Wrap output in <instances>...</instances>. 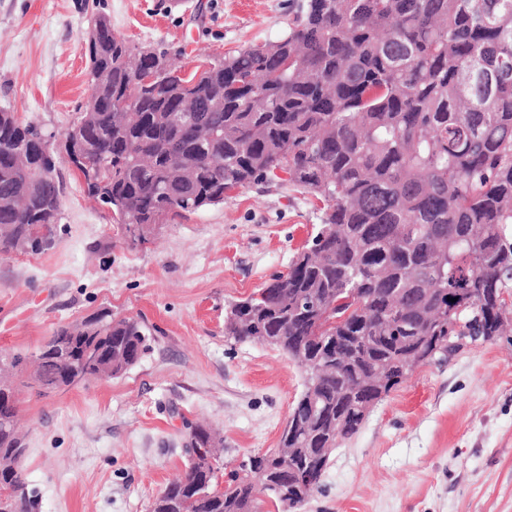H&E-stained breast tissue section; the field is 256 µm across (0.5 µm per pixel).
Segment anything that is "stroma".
<instances>
[{
  "instance_id": "stroma-1",
  "label": "stroma",
  "mask_w": 512,
  "mask_h": 512,
  "mask_svg": "<svg viewBox=\"0 0 512 512\" xmlns=\"http://www.w3.org/2000/svg\"><path fill=\"white\" fill-rule=\"evenodd\" d=\"M294 0H0V109L53 137L63 183L50 246L0 253V356L35 354L60 326L141 320L149 353L121 376L45 396L20 389L23 467L38 512H150L209 425L220 472L277 447L303 389L278 350L224 330L230 304L286 272L321 203L280 174L132 243L89 199L64 149L90 97V18L166 50L182 73L283 36ZM303 512H512V335L423 364L340 442Z\"/></svg>"
}]
</instances>
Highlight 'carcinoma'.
I'll use <instances>...</instances> for the list:
<instances>
[{
	"instance_id": "1",
	"label": "carcinoma",
	"mask_w": 512,
	"mask_h": 512,
	"mask_svg": "<svg viewBox=\"0 0 512 512\" xmlns=\"http://www.w3.org/2000/svg\"><path fill=\"white\" fill-rule=\"evenodd\" d=\"M98 110L82 128L83 159L102 163L86 194L126 227L165 224L224 203L238 188L288 182L324 202L320 227L286 273L227 312L239 342L278 337L304 366L303 390L278 447L225 474L207 459L220 442L190 433L184 474L152 512H254L264 492L301 512L363 403L381 400L423 362L441 364L449 336L504 335L512 289V0H303L278 40L216 58L197 80L171 63L133 84L148 58L107 27L88 44ZM38 128L0 114V248L33 252L60 221V183L38 153ZM31 165L12 163L17 147ZM344 288L358 290L350 309ZM471 304L460 309L448 289ZM95 345L112 376L149 349L135 318L56 329L46 346ZM42 394L67 383L48 356ZM18 408L0 410V452L23 447ZM10 512H37L22 466L0 467Z\"/></svg>"
}]
</instances>
